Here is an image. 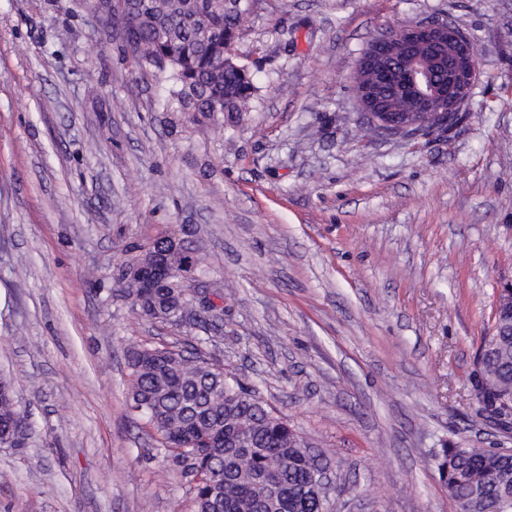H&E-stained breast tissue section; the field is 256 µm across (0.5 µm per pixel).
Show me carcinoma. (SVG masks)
Here are the masks:
<instances>
[{
  "mask_svg": "<svg viewBox=\"0 0 512 512\" xmlns=\"http://www.w3.org/2000/svg\"><path fill=\"white\" fill-rule=\"evenodd\" d=\"M150 16L131 19L123 51L134 61L167 62L170 92L201 115L219 109L242 112L256 87L245 67L223 65L236 38L235 17L215 0H143ZM486 360L483 396L497 401L512 388V336ZM145 349L128 356L132 403L164 454L192 456L196 512H209V482L224 479V512H253L262 495L261 477L275 474L288 494L274 512H325V504L304 493L315 456L298 447L292 431L266 418L267 406L253 390L198 352L178 347ZM14 401L0 397V426L16 423ZM437 468L448 494L463 512H483V492L495 491L512 512V457L494 449L444 448Z\"/></svg>",
  "mask_w": 512,
  "mask_h": 512,
  "instance_id": "obj_1",
  "label": "carcinoma"
}]
</instances>
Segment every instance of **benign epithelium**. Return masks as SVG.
<instances>
[{
	"label": "benign epithelium",
	"instance_id": "benign-epithelium-1",
	"mask_svg": "<svg viewBox=\"0 0 512 512\" xmlns=\"http://www.w3.org/2000/svg\"><path fill=\"white\" fill-rule=\"evenodd\" d=\"M104 0H93V9L109 26H117L125 32L130 17L141 10L140 0H113L112 7L103 5ZM438 43L448 48L452 67L445 80L433 78L422 66L431 45ZM406 62L403 79L396 95L386 98L384 90L392 82V58ZM481 66L480 57L473 43L460 28L439 20L426 21L387 32L369 41L356 63L359 75L354 91L359 109L372 124L386 128L401 136L423 135L435 128L448 126V117L458 115L470 98ZM199 264V251L182 240H172L158 248L148 245L121 271V280H135L146 291L170 285L173 278L180 282L192 280ZM496 317L505 327H512V285L500 291L496 305ZM492 348L483 344L476 357L471 386L476 399L484 409L489 422L498 431L512 433V402L487 404L480 395L486 386L487 376L483 368L485 354ZM282 486L270 480L264 486L266 508L280 500Z\"/></svg>",
	"mask_w": 512,
	"mask_h": 512
}]
</instances>
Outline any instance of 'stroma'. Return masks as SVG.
<instances>
[{
  "mask_svg": "<svg viewBox=\"0 0 512 512\" xmlns=\"http://www.w3.org/2000/svg\"><path fill=\"white\" fill-rule=\"evenodd\" d=\"M257 91L189 111L90 0H0V376L30 432L0 512H195L127 353L199 345L321 454L328 512H459L435 455L512 449L470 374L512 283V0H228ZM440 17L481 59L458 123L368 131L352 73ZM190 225L218 326L135 314L123 264Z\"/></svg>",
  "mask_w": 512,
  "mask_h": 512,
  "instance_id": "stroma-1",
  "label": "stroma"
}]
</instances>
